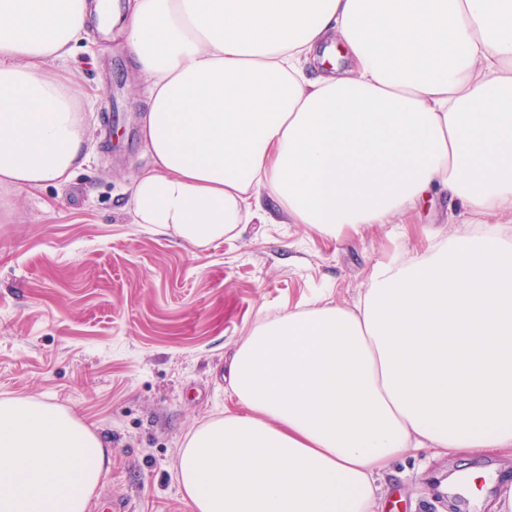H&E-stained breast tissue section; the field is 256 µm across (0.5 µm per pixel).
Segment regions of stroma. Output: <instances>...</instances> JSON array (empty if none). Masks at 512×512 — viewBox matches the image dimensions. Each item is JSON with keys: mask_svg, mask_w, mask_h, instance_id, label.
<instances>
[{"mask_svg": "<svg viewBox=\"0 0 512 512\" xmlns=\"http://www.w3.org/2000/svg\"><path fill=\"white\" fill-rule=\"evenodd\" d=\"M60 71L89 96L93 138L106 129L112 141L68 182L12 192L0 210V398L74 410L110 442L90 512L115 499L126 512H191L174 464L193 428L235 406L223 377L232 347L260 319L316 298L353 305L375 263L460 227L434 197L412 223L335 238L256 221L204 247L157 234L125 210L130 176L147 163L146 91L126 53L100 34ZM470 470L494 479L454 493ZM382 484L389 512H490L512 498V459L421 451Z\"/></svg>", "mask_w": 512, "mask_h": 512, "instance_id": "obj_1", "label": "stroma"}]
</instances>
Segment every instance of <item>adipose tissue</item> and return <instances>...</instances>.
I'll return each mask as SVG.
<instances>
[{"label":"adipose tissue","instance_id":"adipose-tissue-1","mask_svg":"<svg viewBox=\"0 0 512 512\" xmlns=\"http://www.w3.org/2000/svg\"><path fill=\"white\" fill-rule=\"evenodd\" d=\"M106 23L147 91L132 223L335 237L438 195L468 225L376 263L355 308L251 330L236 410L176 460L191 512H377L408 453L512 455V235L487 221L512 218V0H0V208L93 161L53 66ZM111 463L73 410L0 399V512H88Z\"/></svg>","mask_w":512,"mask_h":512}]
</instances>
